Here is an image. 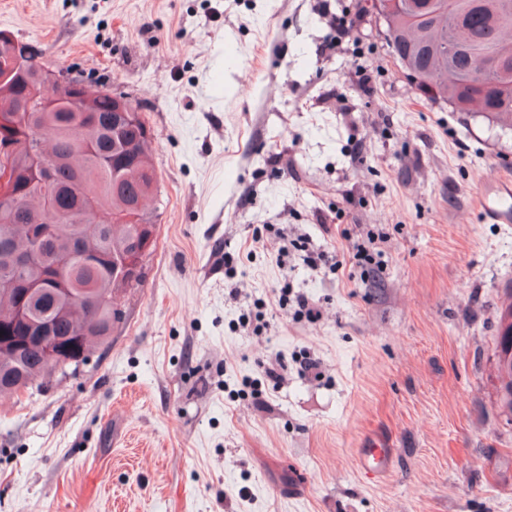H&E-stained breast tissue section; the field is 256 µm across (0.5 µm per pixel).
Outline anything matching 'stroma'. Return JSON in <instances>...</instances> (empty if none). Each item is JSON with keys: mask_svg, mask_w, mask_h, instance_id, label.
Instances as JSON below:
<instances>
[{"mask_svg": "<svg viewBox=\"0 0 512 512\" xmlns=\"http://www.w3.org/2000/svg\"><path fill=\"white\" fill-rule=\"evenodd\" d=\"M363 3L0 0L46 70L137 108L160 193L111 346L0 399V512H512L494 405L512 224L476 210L486 177H512V133L427 101ZM277 227L340 252L382 231L384 269L312 272L295 251L284 276ZM285 285L321 319L280 309ZM274 357L261 409L244 389ZM375 433L397 449L381 481L355 465Z\"/></svg>", "mask_w": 512, "mask_h": 512, "instance_id": "1", "label": "stroma"}]
</instances>
